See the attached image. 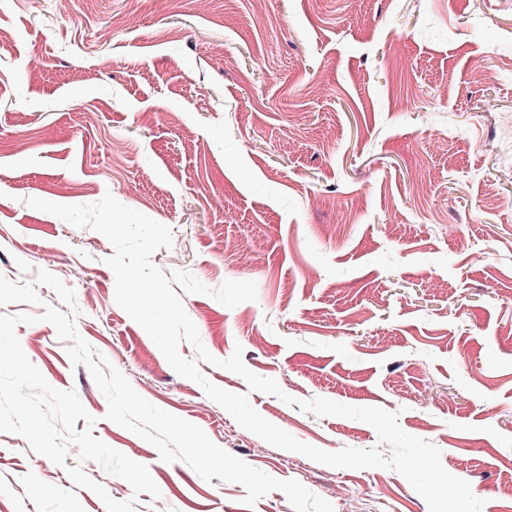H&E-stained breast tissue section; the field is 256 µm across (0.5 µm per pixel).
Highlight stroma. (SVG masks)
<instances>
[{"label":"stroma","instance_id":"obj_1","mask_svg":"<svg viewBox=\"0 0 512 512\" xmlns=\"http://www.w3.org/2000/svg\"><path fill=\"white\" fill-rule=\"evenodd\" d=\"M0 29V276L40 297L0 315L36 316L16 334L93 417L77 430L147 466L168 512H294L277 490L246 506L242 485L164 462L107 419L89 369L41 319L62 302L38 270L73 265L78 333L150 403L334 512H429L393 470L332 468L243 429L116 304L110 242L26 204L109 193L181 240L154 253L164 274L256 283V301L232 309L198 294L183 305L214 357L242 346L297 403L201 364L209 381L327 451L391 454L367 423L299 401L397 413L483 512H512V0H0ZM477 55L498 83L472 70ZM74 466L152 512L98 463L56 465L12 433L0 512H107Z\"/></svg>","mask_w":512,"mask_h":512}]
</instances>
